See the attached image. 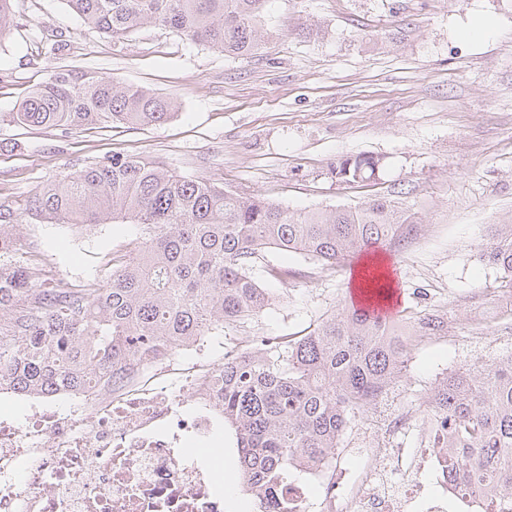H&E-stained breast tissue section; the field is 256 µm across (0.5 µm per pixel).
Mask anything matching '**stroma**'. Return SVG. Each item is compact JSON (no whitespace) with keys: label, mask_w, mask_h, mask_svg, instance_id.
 I'll return each instance as SVG.
<instances>
[{"label":"stroma","mask_w":512,"mask_h":512,"mask_svg":"<svg viewBox=\"0 0 512 512\" xmlns=\"http://www.w3.org/2000/svg\"><path fill=\"white\" fill-rule=\"evenodd\" d=\"M13 21L0 42V202L24 214L8 232L42 287L102 284L139 237L131 221L76 227L26 212L41 186L121 152L293 210L383 195L419 220L390 264L404 307L448 311V333L423 341L402 381L355 415L336 450L341 467H357L358 448L416 447L417 417L439 381L512 352V317L495 313L498 272L480 254L512 220V0H270L271 34L246 59L154 25L115 41L65 0H14ZM485 21L489 32L474 36ZM59 34L62 56L50 52ZM65 66L172 99L177 114L152 127L66 134L12 122ZM357 155L381 158L377 180L338 182L332 167ZM265 262L289 273L282 283L254 272L280 300L225 331V351L300 331L349 298L348 271L330 276L280 250Z\"/></svg>","instance_id":"stroma-1"}]
</instances>
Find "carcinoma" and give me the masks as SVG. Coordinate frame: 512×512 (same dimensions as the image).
<instances>
[{"mask_svg": "<svg viewBox=\"0 0 512 512\" xmlns=\"http://www.w3.org/2000/svg\"><path fill=\"white\" fill-rule=\"evenodd\" d=\"M83 22L115 40L154 24L233 57L255 54L268 34V0H66ZM0 0V41L11 33ZM174 101L88 71L59 69L12 113L25 126L65 132L111 124L149 127L173 118ZM381 159L341 160L343 183L376 179ZM28 213L92 226L130 217L141 240L95 288H35L36 269L15 259L4 228L20 221L0 203V385L22 393L83 392L116 383L128 368L199 336L252 323L275 302L252 275L269 248L300 253L334 273L371 244L399 245L417 231L412 214L385 196L354 207L292 211L254 193L181 177L114 152L39 190ZM482 257L512 295V222L499 225ZM448 335V313L410 311L387 322L341 303L300 336L259 354H225L216 393L234 431L237 464L266 512H289L282 489L293 471L334 455L351 417L407 371L418 344ZM423 417L429 447L448 456V482L482 512H512V353L475 361L433 390Z\"/></svg>", "mask_w": 512, "mask_h": 512, "instance_id": "obj_1", "label": "carcinoma"}]
</instances>
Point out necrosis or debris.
I'll list each match as a JSON object with an SVG mask.
<instances>
[{
    "mask_svg": "<svg viewBox=\"0 0 512 512\" xmlns=\"http://www.w3.org/2000/svg\"><path fill=\"white\" fill-rule=\"evenodd\" d=\"M207 338L188 352L134 366L116 386L92 387L60 409L36 394L24 419L0 418V512H224V482L199 460L223 408ZM195 409L186 412V401ZM357 469L335 473L328 512H464L453 486L429 493L415 473L444 477L435 448H367Z\"/></svg>",
    "mask_w": 512,
    "mask_h": 512,
    "instance_id": "necrosis-or-debris-1",
    "label": "necrosis or debris"
}]
</instances>
